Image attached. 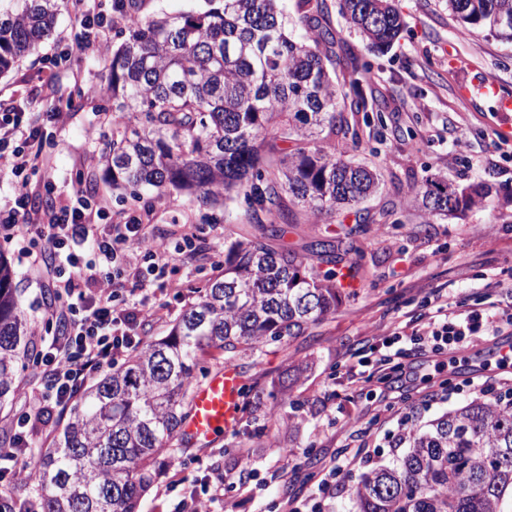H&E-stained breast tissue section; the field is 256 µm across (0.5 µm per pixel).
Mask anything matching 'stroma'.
<instances>
[{"label": "stroma", "instance_id": "stroma-1", "mask_svg": "<svg viewBox=\"0 0 512 512\" xmlns=\"http://www.w3.org/2000/svg\"><path fill=\"white\" fill-rule=\"evenodd\" d=\"M324 21L336 36L335 70L340 83L359 74L367 101L349 113L358 137L344 140L343 159L379 169L380 194L365 204L371 220L358 234L356 294L309 335L265 345L253 355L206 359L207 371L229 365L245 389L262 392L260 404H242L238 428L204 447H180L176 457L186 489L218 475L232 476L243 464L247 484H225L215 512H283L294 502L302 512H353L352 491L362 473L398 456L392 448L397 425L387 405L391 397L377 370L374 335L417 317L427 293L445 287L451 304L483 305L480 285L512 276V111H499L498 95L512 96V45L469 32L449 14L445 0H397L406 27L384 53L371 51L348 27L336 0H325ZM72 46L68 61L51 66L45 58L59 41ZM80 35L67 9H60L52 35L0 76V108H24L28 122L43 126L41 147L48 169L30 176L27 186L34 223L47 221L51 200L47 181L69 194L72 179L110 213L131 202L104 175L103 156L112 146L118 115L112 110L109 64L120 41L109 35L97 48L78 49ZM69 103L63 121L49 123L46 111ZM441 173L465 186L484 181L492 193L486 206L458 217H432L412 202L426 176ZM149 217L145 232L160 242L176 241L185 225L198 226V253L175 277L181 298L172 300L162 323L148 326L147 339L167 334L171 324L198 297L216 273L212 262L225 241L258 233L270 216L253 212L243 194L205 206L178 192L142 190ZM290 225L276 245L301 249L327 224H354L350 213L314 216L292 208ZM0 255L14 272L13 286L25 318H33L40 297L38 273L0 237ZM491 337L473 339L461 351L414 355L417 380L405 397L419 407L417 426L477 398L466 380L512 378L488 351ZM444 364L436 372V364ZM452 388L444 402L422 407L423 397ZM345 466L335 490L317 484L330 462Z\"/></svg>", "mask_w": 512, "mask_h": 512}]
</instances>
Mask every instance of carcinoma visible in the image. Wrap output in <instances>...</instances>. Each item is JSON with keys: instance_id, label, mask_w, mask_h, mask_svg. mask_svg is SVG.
Segmentation results:
<instances>
[{"instance_id": "cac0c4a2", "label": "carcinoma", "mask_w": 512, "mask_h": 512, "mask_svg": "<svg viewBox=\"0 0 512 512\" xmlns=\"http://www.w3.org/2000/svg\"><path fill=\"white\" fill-rule=\"evenodd\" d=\"M287 0H209L205 11L135 19L112 55V111L125 114L104 158L112 187H170L204 205L239 186L255 210L283 198L313 214L359 213L381 174L322 146L347 139L346 104L334 80L336 37L323 7L297 0L301 33L288 30ZM464 28L512 44V0H447ZM60 0H0V74L49 38ZM349 28L385 52L403 28L390 0H340ZM291 148H286V144ZM490 188L442 176L415 190L429 216L484 207ZM224 246V274L200 290L167 335L85 388L65 423L33 460L38 512H140L156 463L171 452L189 409L201 362L304 335L336 314L346 295L337 269L358 252L356 229L326 228L303 252L274 249L276 224ZM0 256V409L15 396L35 347ZM389 465L360 476L356 512H505L512 499V401L468 402L410 432Z\"/></svg>"}]
</instances>
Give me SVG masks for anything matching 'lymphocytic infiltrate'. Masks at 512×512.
<instances>
[{
    "label": "lymphocytic infiltrate",
    "instance_id": "1",
    "mask_svg": "<svg viewBox=\"0 0 512 512\" xmlns=\"http://www.w3.org/2000/svg\"><path fill=\"white\" fill-rule=\"evenodd\" d=\"M127 18L124 10L108 8L92 14L84 0H72L71 23L94 45ZM23 113H0V166L9 168L15 183L13 196L0 204V235L15 241L18 252L32 264L55 273L58 305H46L44 318L56 324L57 335L47 337L31 356V373L39 385L27 389L10 423L9 447L0 448V498L27 472L25 448L45 434L53 413L71 406L86 382L112 368L145 343V328L168 309V278L177 262L193 253L198 239L189 227L174 246L149 243L144 234L146 208L132 202L109 215L84 194L72 189L65 204L52 209L47 223L30 221L31 206L24 191L28 177L48 157L30 150L39 128L23 125ZM139 283L143 295L131 299L123 284ZM502 301L493 310L464 312L448 305L443 289L424 298L423 314L402 327L384 333L382 347L442 353L468 347L471 338L498 336L512 330V279L487 282ZM391 355V356H394ZM390 355H382L389 362Z\"/></svg>",
    "mask_w": 512,
    "mask_h": 512
}]
</instances>
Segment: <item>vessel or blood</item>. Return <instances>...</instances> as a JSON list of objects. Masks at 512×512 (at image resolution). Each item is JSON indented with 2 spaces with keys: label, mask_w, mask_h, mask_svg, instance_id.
Returning a JSON list of instances; mask_svg holds the SVG:
<instances>
[{
  "label": "vessel or blood",
  "mask_w": 512,
  "mask_h": 512,
  "mask_svg": "<svg viewBox=\"0 0 512 512\" xmlns=\"http://www.w3.org/2000/svg\"><path fill=\"white\" fill-rule=\"evenodd\" d=\"M242 386L237 371L226 366L194 387L189 413L178 433L184 445L204 446L237 429Z\"/></svg>",
  "instance_id": "obj_1"
}]
</instances>
